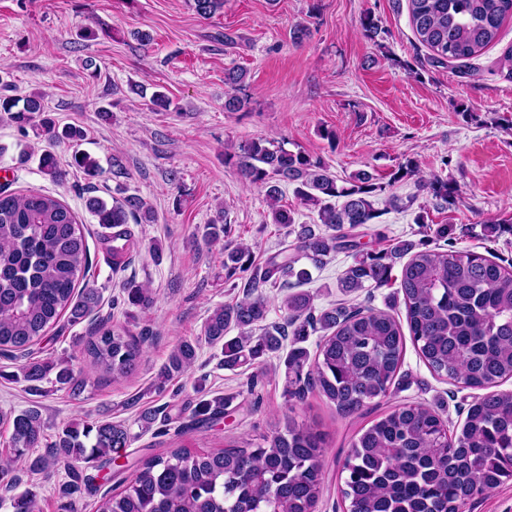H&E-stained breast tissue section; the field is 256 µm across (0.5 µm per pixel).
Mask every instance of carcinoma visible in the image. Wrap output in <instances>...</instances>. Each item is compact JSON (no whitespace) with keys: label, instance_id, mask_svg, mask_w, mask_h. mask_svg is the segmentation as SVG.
Segmentation results:
<instances>
[{"label":"carcinoma","instance_id":"cac0c4a2","mask_svg":"<svg viewBox=\"0 0 512 512\" xmlns=\"http://www.w3.org/2000/svg\"><path fill=\"white\" fill-rule=\"evenodd\" d=\"M193 6L199 16L210 18L223 10L224 0H193ZM408 9L419 42L442 65L469 60L498 43L504 22L512 19V0H408ZM44 99L41 93H1L0 115L24 135L30 127L51 144L68 142L71 165L90 179L99 177V161L79 149L84 132L57 128L46 115ZM224 162L265 191L272 223L288 226L297 246L257 263L249 245L227 240L230 219L204 225L206 240L226 239L224 284L243 289L244 298L215 307L201 336L177 342L158 372V388L192 367L204 341L221 347L226 367L254 365L263 372L267 358L283 360L289 399L303 400L312 387L339 415L350 417L393 392L409 339L434 374L484 394L456 429L438 408L422 402L397 405L362 427L344 465L340 493L346 512H463L475 495L512 480V391L497 390L512 380V264L411 241L386 251H364L349 242L344 227L377 218L376 201L386 191L366 170L340 185L321 159L263 139L224 152ZM38 165L54 182L66 176L49 150L41 152ZM284 184L295 186L297 197L317 212L316 222L297 225L291 212L278 206ZM427 189L441 207L456 194L440 179ZM85 205L98 224L116 229L106 253L107 261L119 267L131 237L123 225L131 219L150 221L149 210L133 194L110 203L89 196ZM339 249L353 251V263L336 281L345 295L388 285L401 265L399 288L409 335L390 307L340 304L318 312L302 292L281 298L283 322H267L264 288H286L291 278L308 281L311 272L300 261L317 267ZM91 266L83 224L64 203L50 194L0 187V353L21 361L23 379L36 395L50 379L75 397L86 388L67 360L35 359L33 346L59 323L74 327L98 310V289L80 284ZM124 293L132 307L146 310L154 303L140 285L128 283ZM317 332L321 336L312 356L303 343ZM86 351L101 375L115 379L135 366L140 340L129 329L102 321ZM194 390L198 398L184 431L210 428L224 419V396L208 395L201 382ZM0 423L10 433L9 462L33 474L65 465L69 480L59 487L61 512H73L70 495L82 466L112 461L135 439L121 422L82 419L66 424L49 441L36 404L0 416ZM40 447L43 452H32ZM324 454L323 434L289 417L283 427L254 442L205 452L177 446L152 455L124 489L104 492L97 512H313L324 491ZM10 505L12 512H40L39 495L30 488L12 496Z\"/></svg>","mask_w":512,"mask_h":512}]
</instances>
